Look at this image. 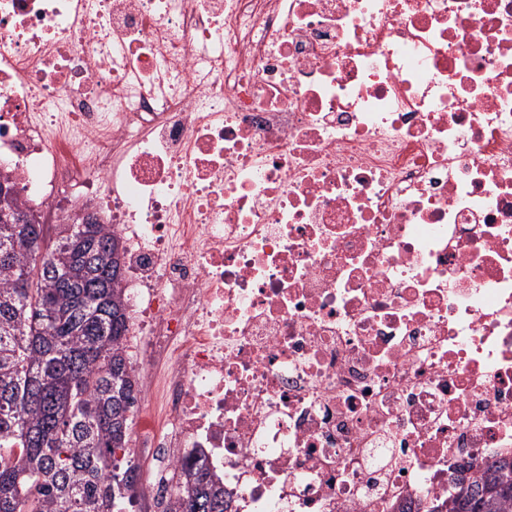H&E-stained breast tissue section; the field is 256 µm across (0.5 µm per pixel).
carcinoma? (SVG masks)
<instances>
[{"label": "carcinoma", "instance_id": "cac0c4a2", "mask_svg": "<svg viewBox=\"0 0 512 512\" xmlns=\"http://www.w3.org/2000/svg\"><path fill=\"white\" fill-rule=\"evenodd\" d=\"M120 240L104 224L37 222L0 178V512H125L136 378ZM165 512H224V485L182 468ZM427 512H512V463L459 480Z\"/></svg>", "mask_w": 512, "mask_h": 512}]
</instances>
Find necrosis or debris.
<instances>
[{"label": "necrosis or debris", "mask_w": 512, "mask_h": 512, "mask_svg": "<svg viewBox=\"0 0 512 512\" xmlns=\"http://www.w3.org/2000/svg\"><path fill=\"white\" fill-rule=\"evenodd\" d=\"M1 174L122 241L140 512L512 459V0H0ZM182 476L184 492L167 504L165 512H225L224 485L206 468L187 464Z\"/></svg>", "instance_id": "obj_1"}]
</instances>
